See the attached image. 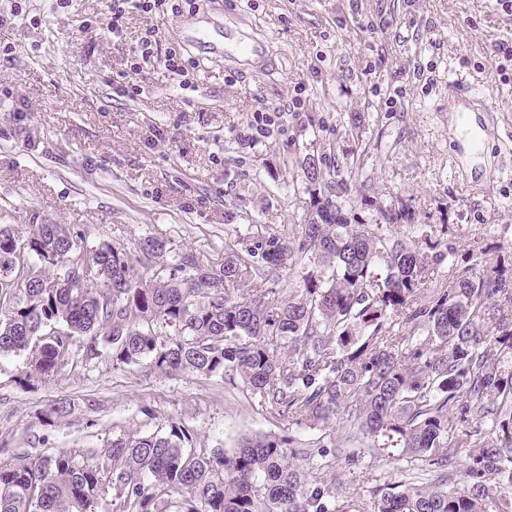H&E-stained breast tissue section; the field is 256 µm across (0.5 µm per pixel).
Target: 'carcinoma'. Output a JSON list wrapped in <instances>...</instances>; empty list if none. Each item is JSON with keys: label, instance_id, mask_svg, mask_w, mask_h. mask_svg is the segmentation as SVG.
Instances as JSON below:
<instances>
[{"label": "carcinoma", "instance_id": "1", "mask_svg": "<svg viewBox=\"0 0 512 512\" xmlns=\"http://www.w3.org/2000/svg\"><path fill=\"white\" fill-rule=\"evenodd\" d=\"M304 175L307 223L216 259L157 238L89 248L64 224L26 237L1 225L0 358L25 356L24 379L46 382L81 338L90 358L238 380L289 423L434 477L432 487H373L372 512H489L494 490L512 485V278L465 263L441 281L437 244L424 251L355 219L322 194L311 157ZM382 218L411 221L402 205ZM314 252L322 267L288 295L241 292ZM380 263L382 280L371 272ZM160 322L174 334L163 338ZM71 412L55 400L42 420ZM485 425L497 442L481 437ZM195 442L171 418L101 449L17 453L0 461V512H336L327 482L290 462L291 435L249 437L228 452ZM459 448L469 449L466 486L450 492Z\"/></svg>", "mask_w": 512, "mask_h": 512}]
</instances>
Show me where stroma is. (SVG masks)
<instances>
[{
    "label": "stroma",
    "mask_w": 512,
    "mask_h": 512,
    "mask_svg": "<svg viewBox=\"0 0 512 512\" xmlns=\"http://www.w3.org/2000/svg\"><path fill=\"white\" fill-rule=\"evenodd\" d=\"M23 7L24 22L0 30L12 42L0 58V91L23 100L16 118L0 105V225L28 235L34 224L78 229L86 246L134 247L154 237L177 250L223 254L257 225L287 233L304 221L309 183L303 159L341 165L351 190L337 202L361 222L402 205L414 227L391 234L420 244L446 237L438 274L451 280L467 261L512 274V12L496 0H205L199 11L129 14L128 42L146 29L185 43L194 29L230 26L264 45L247 65L211 54L189 70L190 87L158 60L144 66L145 90L115 97L124 67L102 21L105 0H0ZM466 78L497 108L498 129L468 164L448 110V82ZM306 104L289 105L296 87ZM283 109L281 124L251 148L236 135L254 110ZM24 357L0 360V460L13 453L101 448L130 432L148 435L162 420L182 421L200 448L232 450L242 438L290 431L314 448L323 432L289 426L234 382L162 377L149 369L88 358L72 348L49 383L18 381ZM70 400L72 414L44 426L42 409ZM336 487V503L359 512L370 481L404 484L415 472L362 451L358 461L313 457Z\"/></svg>",
    "instance_id": "obj_1"
}]
</instances>
